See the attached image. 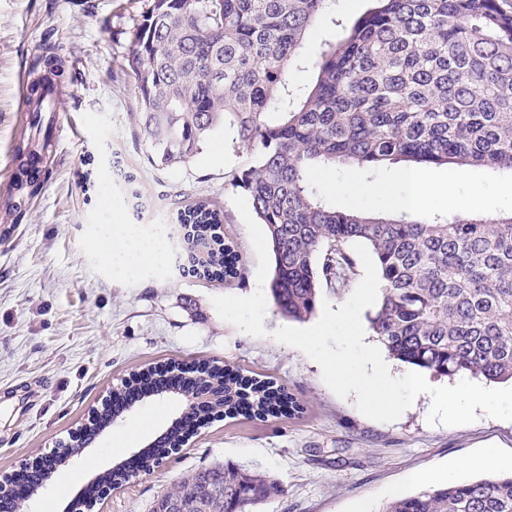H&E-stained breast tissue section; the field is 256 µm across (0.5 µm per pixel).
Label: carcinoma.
<instances>
[{
	"instance_id": "obj_1",
	"label": "carcinoma",
	"mask_w": 512,
	"mask_h": 512,
	"mask_svg": "<svg viewBox=\"0 0 512 512\" xmlns=\"http://www.w3.org/2000/svg\"><path fill=\"white\" fill-rule=\"evenodd\" d=\"M374 2L308 58L310 28L336 0H153L126 59L135 125L152 161L167 167L191 161L226 124L235 142L257 150L234 187L266 228L269 293L282 316L310 318L324 285L348 290L357 266L350 245L362 243L380 280L369 328L394 358L436 376L512 383V212L386 217L338 209L310 182L315 170L349 166L371 179L398 162L512 172V0ZM294 65L311 66L315 82H290ZM223 221L204 201L178 213L188 272L241 274ZM173 378L214 395L192 411L198 424L213 409L256 418L301 410L285 387L219 365L186 364ZM127 478L102 474L85 496ZM282 494L268 472L218 462L183 475L151 512L172 500L183 512H254ZM382 512H512V474L424 489Z\"/></svg>"
}]
</instances>
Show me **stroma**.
Segmentation results:
<instances>
[{
    "label": "stroma",
    "mask_w": 512,
    "mask_h": 512,
    "mask_svg": "<svg viewBox=\"0 0 512 512\" xmlns=\"http://www.w3.org/2000/svg\"><path fill=\"white\" fill-rule=\"evenodd\" d=\"M151 3L0 0V477L69 443L132 374L174 360L226 364L274 381L294 394L302 411L264 419L212 415L153 473L131 474L89 512H149L183 474L224 461L268 471L281 483L283 495L257 512H381L410 474L439 471L489 449L512 460V421L482 414L468 425H431L426 394L394 422L368 419L355 396L339 398L326 386L314 361L272 338L287 324L274 306L266 308L262 338L218 316L213 297L248 296L257 288V257L232 203L233 179L255 164L257 152L221 131L186 165L152 163L135 133L137 101L123 68L133 26ZM372 6V0H338L335 17L318 19L307 52L316 54L322 39L341 35ZM50 56L64 69L56 124L35 191L19 193L11 189L12 173L30 134L19 94L49 77L43 60ZM420 173L454 191L413 211L414 219L473 209L493 218L512 210V174L432 167ZM363 179L357 169L333 167L313 173L311 183L336 207L389 212L382 199L335 190ZM203 198L224 213L221 231L244 267L236 278L216 281L180 270L176 216ZM108 224L136 225L159 243V260L134 274L113 269L101 250ZM179 413L173 399L135 403L55 474L28 512H67L90 479L120 462L112 451L116 433L152 415L151 426L127 445L133 453L170 429ZM91 458L96 467H87Z\"/></svg>",
    "instance_id": "obj_1"
}]
</instances>
